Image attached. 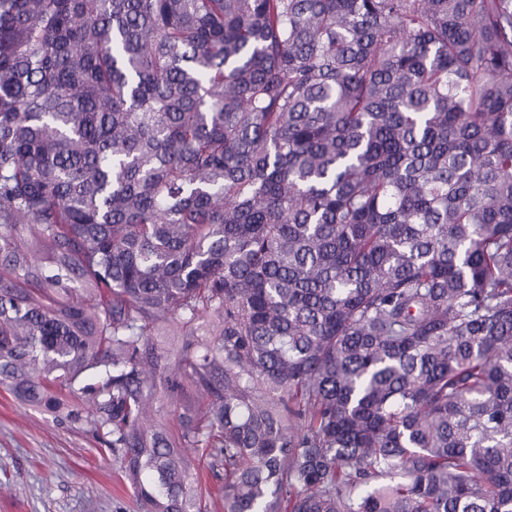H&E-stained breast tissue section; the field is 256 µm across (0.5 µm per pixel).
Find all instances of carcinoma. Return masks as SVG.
<instances>
[{
	"label": "carcinoma",
	"mask_w": 512,
	"mask_h": 512,
	"mask_svg": "<svg viewBox=\"0 0 512 512\" xmlns=\"http://www.w3.org/2000/svg\"><path fill=\"white\" fill-rule=\"evenodd\" d=\"M0 389L136 512H512V0H0ZM199 462V473L202 478V486L209 492L212 497H207L208 511L209 512H224V501L221 498V493L218 494V489L224 484V480L217 479L212 476L209 471V461L203 457Z\"/></svg>",
	"instance_id": "cac0c4a2"
}]
</instances>
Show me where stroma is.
Returning <instances> with one entry per match:
<instances>
[{"instance_id": "stroma-1", "label": "stroma", "mask_w": 512, "mask_h": 512, "mask_svg": "<svg viewBox=\"0 0 512 512\" xmlns=\"http://www.w3.org/2000/svg\"><path fill=\"white\" fill-rule=\"evenodd\" d=\"M0 512H135L119 466L79 426L0 391Z\"/></svg>"}]
</instances>
